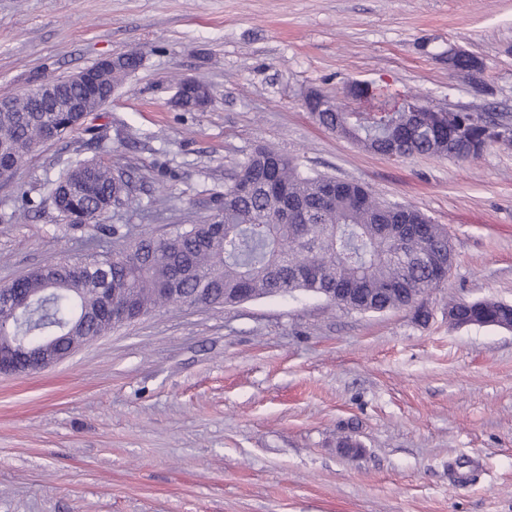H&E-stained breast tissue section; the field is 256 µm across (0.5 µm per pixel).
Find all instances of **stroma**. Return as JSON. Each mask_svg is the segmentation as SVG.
<instances>
[{
	"label": "stroma",
	"instance_id": "35a3bbf8",
	"mask_svg": "<svg viewBox=\"0 0 512 512\" xmlns=\"http://www.w3.org/2000/svg\"><path fill=\"white\" fill-rule=\"evenodd\" d=\"M452 46L478 76L449 71ZM129 50L143 65L88 130L0 180V282L86 254L50 197L71 161L145 174L140 209L108 218L135 237L198 221L260 146L422 211L455 260L425 322L301 291L173 304L0 375V512H512V331L448 320L452 302L512 304V145L394 160L303 106L367 112L344 88L373 84L512 124V0H0V97ZM186 76L206 111L174 107ZM24 192L38 208L11 219Z\"/></svg>",
	"mask_w": 512,
	"mask_h": 512
}]
</instances>
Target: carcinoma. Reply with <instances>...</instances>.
<instances>
[{
	"instance_id": "obj_1",
	"label": "carcinoma",
	"mask_w": 512,
	"mask_h": 512,
	"mask_svg": "<svg viewBox=\"0 0 512 512\" xmlns=\"http://www.w3.org/2000/svg\"><path fill=\"white\" fill-rule=\"evenodd\" d=\"M450 68H482L460 51ZM142 53L129 51L110 80L71 85L69 99L97 109L112 99L122 77L137 71ZM349 92L373 101L370 112H348L324 97L326 108L312 113L322 127L365 149L399 158L414 155L478 158L493 143L494 120L472 112H411L394 105L386 89L352 85ZM83 113L61 112L56 103L22 97L12 112H0V164L16 169L34 149L61 139ZM140 173L92 158L77 160L51 187L61 209L86 222L89 241L128 236L105 223L111 209L140 207ZM299 171L290 157L258 148L239 165L216 196V206L199 223L155 236L142 234L122 256L94 253L48 268H36L14 282L15 308L0 297V332L29 344L55 336L56 352L68 350L67 336H103L125 323L170 304L232 306L245 288L254 298L297 290L319 296L350 288L337 306L360 313L414 310L429 318L415 296L442 284L430 258L452 262L447 231L419 210L377 200L364 186ZM463 320L477 325L512 323L511 306L457 302Z\"/></svg>"
}]
</instances>
